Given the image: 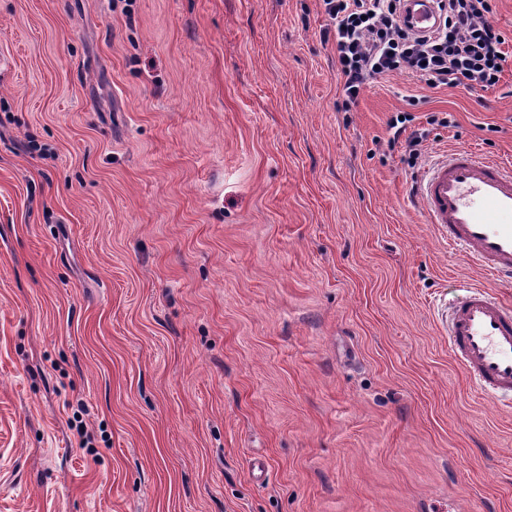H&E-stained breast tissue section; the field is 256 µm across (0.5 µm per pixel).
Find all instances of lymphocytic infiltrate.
<instances>
[{"label":"lymphocytic infiltrate","instance_id":"lymphocytic-infiltrate-1","mask_svg":"<svg viewBox=\"0 0 512 512\" xmlns=\"http://www.w3.org/2000/svg\"><path fill=\"white\" fill-rule=\"evenodd\" d=\"M322 2L344 104L355 102L369 81L393 73L470 93L500 82L507 38L492 22L493 0H439V27L426 37L402 25V0Z\"/></svg>","mask_w":512,"mask_h":512}]
</instances>
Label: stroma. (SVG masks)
I'll return each mask as SVG.
<instances>
[{
  "label": "stroma",
  "instance_id": "35a3bbf8",
  "mask_svg": "<svg viewBox=\"0 0 512 512\" xmlns=\"http://www.w3.org/2000/svg\"><path fill=\"white\" fill-rule=\"evenodd\" d=\"M494 5L497 86L346 108L321 0H0V512H512L441 327L512 283L413 199L512 161Z\"/></svg>",
  "mask_w": 512,
  "mask_h": 512
}]
</instances>
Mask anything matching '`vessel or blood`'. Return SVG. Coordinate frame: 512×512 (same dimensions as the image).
Masks as SVG:
<instances>
[{
    "mask_svg": "<svg viewBox=\"0 0 512 512\" xmlns=\"http://www.w3.org/2000/svg\"><path fill=\"white\" fill-rule=\"evenodd\" d=\"M402 21L416 35L439 21L437 0H405ZM416 197L427 223L489 276L512 281V162L460 147L424 172ZM448 346L482 395L512 401V306L474 287L450 305Z\"/></svg>",
    "mask_w": 512,
    "mask_h": 512,
    "instance_id": "1",
    "label": "vessel or blood"
}]
</instances>
